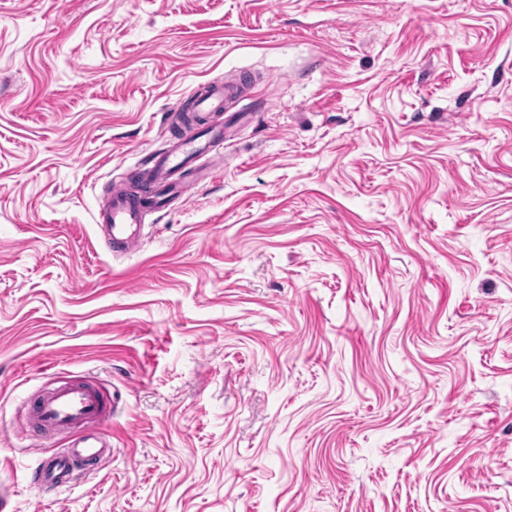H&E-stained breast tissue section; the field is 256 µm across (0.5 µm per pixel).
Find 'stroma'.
<instances>
[{
    "label": "stroma",
    "mask_w": 512,
    "mask_h": 512,
    "mask_svg": "<svg viewBox=\"0 0 512 512\" xmlns=\"http://www.w3.org/2000/svg\"><path fill=\"white\" fill-rule=\"evenodd\" d=\"M224 161L95 216L199 85ZM107 395L47 494L26 402ZM7 512H512V0H0ZM242 81L224 80L199 86L195 93L197 112H223L225 105L240 98Z\"/></svg>",
    "instance_id": "1"
}]
</instances>
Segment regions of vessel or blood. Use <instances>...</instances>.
<instances>
[{"mask_svg": "<svg viewBox=\"0 0 512 512\" xmlns=\"http://www.w3.org/2000/svg\"><path fill=\"white\" fill-rule=\"evenodd\" d=\"M242 83L227 80L199 86L195 107L200 112H220L225 105L240 98ZM223 129L204 128L192 137H178L169 148L156 154L145 175L150 191L135 196L132 179L113 183L110 205L99 214L116 253H130L140 246L142 214L145 210L183 198L189 182L186 178L194 163L212 153L223 142ZM111 416L103 395L83 383L67 384L44 392L28 406L27 419L33 434L30 451L34 455L29 469L31 482L50 492L63 488L71 480L79 463L102 460L112 453V444L100 432V425ZM69 436L66 448L48 453L40 433Z\"/></svg>", "mask_w": 512, "mask_h": 512, "instance_id": "vessel-or-blood-1", "label": "vessel or blood"}]
</instances>
